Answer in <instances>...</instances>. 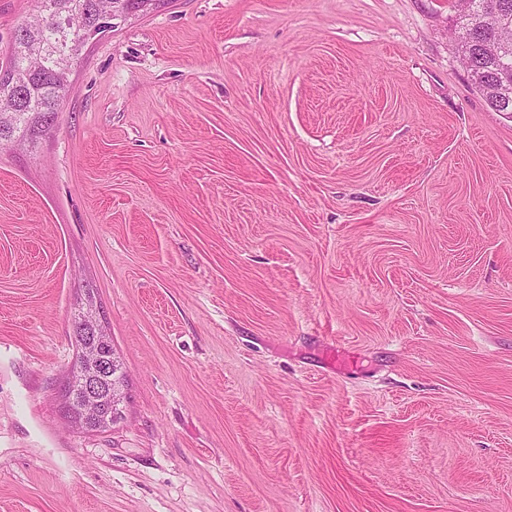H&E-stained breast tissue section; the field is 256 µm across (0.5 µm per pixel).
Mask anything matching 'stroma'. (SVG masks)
I'll return each instance as SVG.
<instances>
[{"label": "stroma", "mask_w": 512, "mask_h": 512, "mask_svg": "<svg viewBox=\"0 0 512 512\" xmlns=\"http://www.w3.org/2000/svg\"><path fill=\"white\" fill-rule=\"evenodd\" d=\"M455 20L166 0L85 46L0 150V512H512V116ZM87 288L105 433L57 400Z\"/></svg>", "instance_id": "stroma-1"}]
</instances>
